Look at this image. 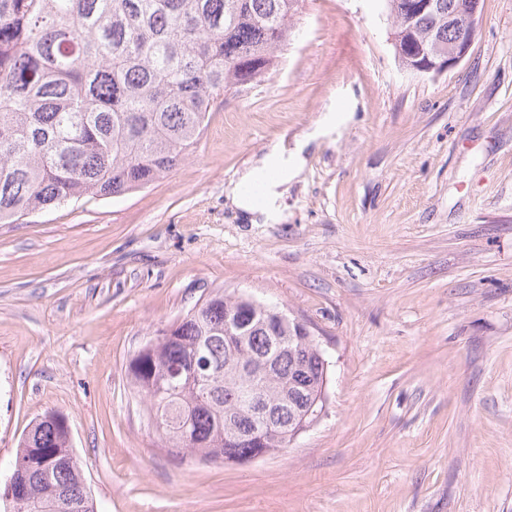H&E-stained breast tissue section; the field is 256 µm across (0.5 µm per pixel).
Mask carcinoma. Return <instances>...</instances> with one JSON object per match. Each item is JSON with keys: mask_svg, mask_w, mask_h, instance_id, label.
<instances>
[{"mask_svg": "<svg viewBox=\"0 0 512 512\" xmlns=\"http://www.w3.org/2000/svg\"><path fill=\"white\" fill-rule=\"evenodd\" d=\"M298 2L0 0V224L165 178L190 156L211 102L270 69ZM459 2L385 0L402 68L448 47ZM279 313L218 289L133 356L130 383L170 454L239 463L286 448L230 440L261 428L247 388L286 424L297 385L328 371ZM12 474L25 501L12 512H94L58 412L23 436Z\"/></svg>", "mask_w": 512, "mask_h": 512, "instance_id": "cac0c4a2", "label": "carcinoma"}]
</instances>
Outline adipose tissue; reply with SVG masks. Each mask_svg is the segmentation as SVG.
<instances>
[{
	"label": "adipose tissue",
	"instance_id": "obj_1",
	"mask_svg": "<svg viewBox=\"0 0 512 512\" xmlns=\"http://www.w3.org/2000/svg\"><path fill=\"white\" fill-rule=\"evenodd\" d=\"M303 166L304 160L301 154H294L292 160L287 161L284 160L280 147L272 146L259 163L249 169L242 177L243 182L249 183L264 176L270 169H277V177L268 181L266 185L267 196L270 201L269 206H256L248 195L238 190L232 194V205L247 219L253 220L259 216L265 217L268 220L277 219L279 210L276 202L287 190L289 182L300 175Z\"/></svg>",
	"mask_w": 512,
	"mask_h": 512
}]
</instances>
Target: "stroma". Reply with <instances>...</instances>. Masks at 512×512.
<instances>
[{
    "label": "stroma",
    "mask_w": 512,
    "mask_h": 512,
    "mask_svg": "<svg viewBox=\"0 0 512 512\" xmlns=\"http://www.w3.org/2000/svg\"><path fill=\"white\" fill-rule=\"evenodd\" d=\"M480 6L431 78L382 0H301L168 177L0 224V483L58 411L97 512H512V0ZM301 140L283 220L242 223L241 175ZM219 288L306 321L330 363L318 422L243 464L169 455L127 376Z\"/></svg>",
    "instance_id": "35a3bbf8"
}]
</instances>
